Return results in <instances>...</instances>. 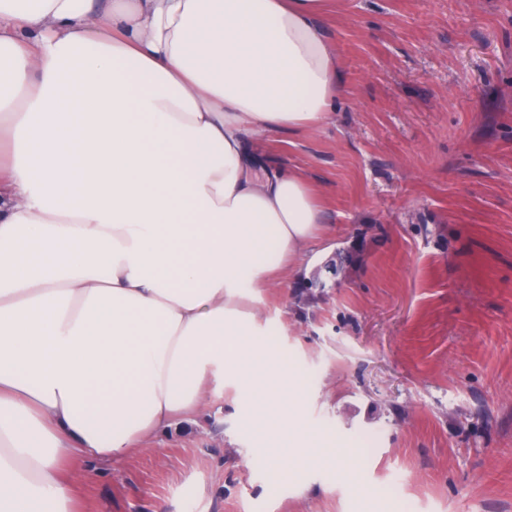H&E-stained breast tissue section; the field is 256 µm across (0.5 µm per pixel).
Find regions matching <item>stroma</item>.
I'll list each match as a JSON object with an SVG mask.
<instances>
[{"instance_id":"1","label":"stroma","mask_w":512,"mask_h":512,"mask_svg":"<svg viewBox=\"0 0 512 512\" xmlns=\"http://www.w3.org/2000/svg\"><path fill=\"white\" fill-rule=\"evenodd\" d=\"M343 87L259 147L326 210L321 261L251 297L347 470L273 479L231 379L109 466L82 512H512V0H338Z\"/></svg>"}]
</instances>
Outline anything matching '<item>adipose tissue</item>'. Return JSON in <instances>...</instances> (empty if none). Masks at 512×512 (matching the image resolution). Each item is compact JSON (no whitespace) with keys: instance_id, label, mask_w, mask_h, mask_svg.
<instances>
[{"instance_id":"ef3b65f1","label":"adipose tissue","mask_w":512,"mask_h":512,"mask_svg":"<svg viewBox=\"0 0 512 512\" xmlns=\"http://www.w3.org/2000/svg\"><path fill=\"white\" fill-rule=\"evenodd\" d=\"M332 0H0V512H76L230 374L273 476L337 464L247 289L321 255L324 207L256 146L336 111Z\"/></svg>"}]
</instances>
